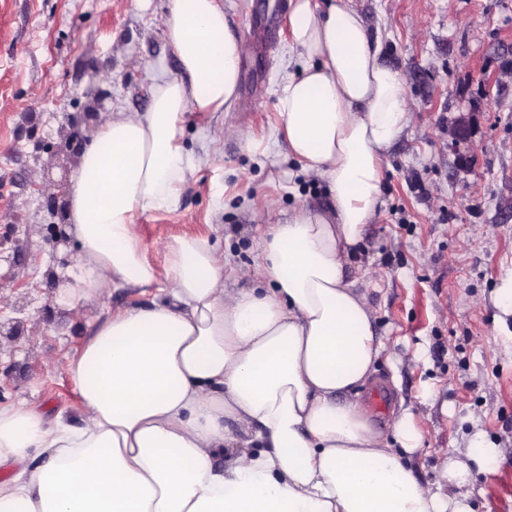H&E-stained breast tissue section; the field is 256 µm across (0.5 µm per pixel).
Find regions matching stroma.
Here are the masks:
<instances>
[{
    "instance_id": "obj_1",
    "label": "stroma",
    "mask_w": 512,
    "mask_h": 512,
    "mask_svg": "<svg viewBox=\"0 0 512 512\" xmlns=\"http://www.w3.org/2000/svg\"><path fill=\"white\" fill-rule=\"evenodd\" d=\"M274 0H221L246 47L234 102L185 113L178 142L193 156L175 208L137 214L144 256L164 244L216 243L253 264L270 225L304 203L322 211L324 182L277 140V90L289 57L291 11L268 49L250 21ZM403 77L412 118L387 151L381 201L347 263V282L373 311L386 349L364 400L385 426L408 409L421 432L415 477L446 484L445 461L482 435L492 466L469 462L473 512H512V316L497 304L512 277V0H353ZM171 0H0V405L46 421L78 419L64 365L107 317L151 306L157 287L119 288L69 306L60 291L79 246L67 234L72 176L111 112H144L151 87L180 71L164 36ZM471 116L470 139L450 127ZM244 138L217 140L218 128Z\"/></svg>"
}]
</instances>
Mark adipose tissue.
<instances>
[{
	"label": "adipose tissue",
	"instance_id": "1",
	"mask_svg": "<svg viewBox=\"0 0 512 512\" xmlns=\"http://www.w3.org/2000/svg\"><path fill=\"white\" fill-rule=\"evenodd\" d=\"M301 75L277 94L290 156L323 180L322 214L298 205L237 270L209 239L176 237L157 270L134 216L175 206L193 158L177 143L185 113L232 102L243 43L219 0H171L165 35L179 75L145 112H116L73 175L69 230L80 245L63 301L164 283L165 301L116 313L65 371L77 422L0 406V512H471L468 469L447 486L404 464L420 446L409 412L374 425L362 402L385 350L372 311L345 280L374 218L384 152L411 121L401 73L351 0H290ZM251 285L227 292L229 275ZM233 458L214 463L222 451ZM42 458L30 467L31 455Z\"/></svg>",
	"mask_w": 512,
	"mask_h": 512
}]
</instances>
